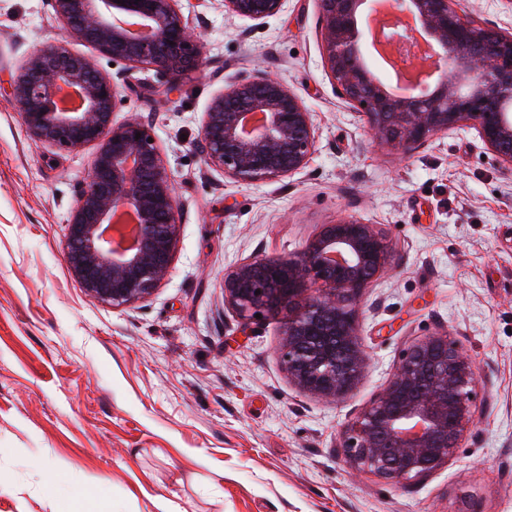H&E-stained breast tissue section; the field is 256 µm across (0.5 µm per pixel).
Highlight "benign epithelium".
Wrapping results in <instances>:
<instances>
[{
	"label": "benign epithelium",
	"mask_w": 512,
	"mask_h": 512,
	"mask_svg": "<svg viewBox=\"0 0 512 512\" xmlns=\"http://www.w3.org/2000/svg\"><path fill=\"white\" fill-rule=\"evenodd\" d=\"M181 0H50L64 36L131 65L175 79L204 59V45ZM287 0H224V11L254 21L280 13ZM463 0H395L374 26V44L401 43L431 54L429 80L416 95H397L363 63L357 15L367 0H320L321 48L338 95L367 117L379 143L406 151L464 127L512 169V33L470 19ZM66 87L79 98L61 107ZM27 130L55 146L95 147L86 184L67 222L70 271L89 297L124 307L149 298L168 275L180 225L170 175L146 126L116 124L121 90L65 43L34 54L12 85ZM261 114L249 125L246 117ZM206 160L241 181L301 170L315 147L312 113L282 82L262 73L238 80L210 103L201 127ZM120 212L137 216L129 244L113 239ZM392 244L372 224L343 218L323 224L295 257L243 260L224 273V304L246 323L288 313L280 360L291 381L313 395L343 398L361 378L352 302L389 265ZM313 290L306 303L296 297ZM478 375L448 335L411 344L381 395L346 426L349 465L405 482L427 477L454 458L475 418Z\"/></svg>",
	"instance_id": "obj_1"
}]
</instances>
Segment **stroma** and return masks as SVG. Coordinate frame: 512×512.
I'll use <instances>...</instances> for the list:
<instances>
[{
    "mask_svg": "<svg viewBox=\"0 0 512 512\" xmlns=\"http://www.w3.org/2000/svg\"><path fill=\"white\" fill-rule=\"evenodd\" d=\"M205 64L160 81L153 67L68 47L117 82L115 122L138 118L179 202L172 268L146 301L89 298L65 255L67 220L94 147L32 137L11 85L63 40L49 0H0V512H512V169L474 129L404 151L379 144L322 61L319 0L261 21L222 0H185ZM263 72L299 95L316 148L287 177L248 183L208 165L204 114ZM351 217L393 243L354 304L367 367L334 400L300 390L279 358L283 322L243 326L224 272L300 253ZM445 333L473 361L475 424L430 476L387 482L347 466V421L375 400L413 342ZM60 463L57 498L46 467Z\"/></svg>",
    "mask_w": 512,
    "mask_h": 512,
    "instance_id": "stroma-1",
    "label": "stroma"
}]
</instances>
